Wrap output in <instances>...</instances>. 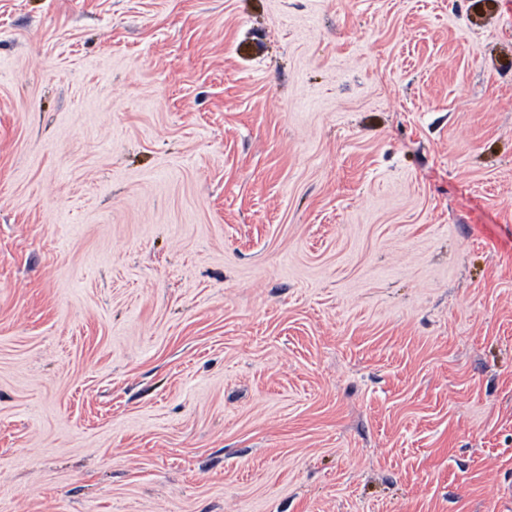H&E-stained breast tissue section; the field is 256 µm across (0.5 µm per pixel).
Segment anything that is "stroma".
<instances>
[{"mask_svg":"<svg viewBox=\"0 0 512 512\" xmlns=\"http://www.w3.org/2000/svg\"><path fill=\"white\" fill-rule=\"evenodd\" d=\"M0 512H512V0H0Z\"/></svg>","mask_w":512,"mask_h":512,"instance_id":"35a3bbf8","label":"stroma"}]
</instances>
